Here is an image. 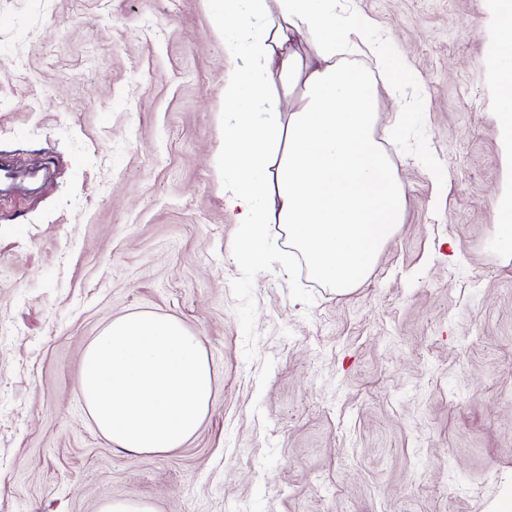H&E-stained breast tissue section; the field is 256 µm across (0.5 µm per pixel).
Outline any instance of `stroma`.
I'll return each instance as SVG.
<instances>
[{
    "instance_id": "stroma-1",
    "label": "stroma",
    "mask_w": 512,
    "mask_h": 512,
    "mask_svg": "<svg viewBox=\"0 0 512 512\" xmlns=\"http://www.w3.org/2000/svg\"><path fill=\"white\" fill-rule=\"evenodd\" d=\"M402 52L376 84L405 191L366 281L314 278L279 225L256 267L224 206L215 0H0V512H505L512 504V199L496 0H339ZM443 175L429 176L430 166ZM171 316L215 371L181 448L131 454L77 389L113 320ZM499 223L497 225V243L500 250L512 254V202L499 206ZM99 512H155L153 506L145 501L124 498L104 502Z\"/></svg>"
}]
</instances>
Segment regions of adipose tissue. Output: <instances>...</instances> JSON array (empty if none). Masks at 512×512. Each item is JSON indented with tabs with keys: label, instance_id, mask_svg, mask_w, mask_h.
I'll use <instances>...</instances> for the list:
<instances>
[{
	"label": "adipose tissue",
	"instance_id": "obj_1",
	"mask_svg": "<svg viewBox=\"0 0 512 512\" xmlns=\"http://www.w3.org/2000/svg\"><path fill=\"white\" fill-rule=\"evenodd\" d=\"M337 0H224V164L236 179L225 207L244 226L249 256L267 250V227L284 226L313 272L337 291L364 282L403 221L405 194L377 132L375 84L336 55L371 46L372 24L348 22ZM492 49L498 106L512 135V11L500 10ZM310 33L308 54L295 45ZM302 102L282 113V96ZM265 112L254 123L250 107Z\"/></svg>",
	"mask_w": 512,
	"mask_h": 512
}]
</instances>
